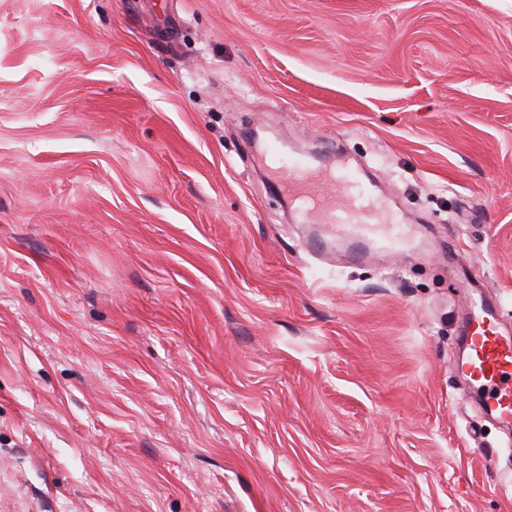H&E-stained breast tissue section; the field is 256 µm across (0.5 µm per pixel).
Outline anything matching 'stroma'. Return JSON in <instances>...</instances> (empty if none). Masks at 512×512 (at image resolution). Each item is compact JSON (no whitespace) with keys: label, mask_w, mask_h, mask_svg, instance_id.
Returning a JSON list of instances; mask_svg holds the SVG:
<instances>
[{"label":"stroma","mask_w":512,"mask_h":512,"mask_svg":"<svg viewBox=\"0 0 512 512\" xmlns=\"http://www.w3.org/2000/svg\"><path fill=\"white\" fill-rule=\"evenodd\" d=\"M275 138L396 247L343 262ZM482 296L512 336V0H0V512H512ZM331 164L313 165L308 161L285 163L276 150L268 158L284 174L281 190L297 203L299 213L315 224H387V204L376 185L344 157ZM468 352L458 366L460 374L484 391L487 414L506 428L512 425V338L498 328L489 302L469 306Z\"/></svg>","instance_id":"obj_1"}]
</instances>
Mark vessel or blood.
Listing matches in <instances>:
<instances>
[{
	"label": "vessel or blood",
	"mask_w": 512,
	"mask_h": 512,
	"mask_svg": "<svg viewBox=\"0 0 512 512\" xmlns=\"http://www.w3.org/2000/svg\"><path fill=\"white\" fill-rule=\"evenodd\" d=\"M284 178L282 191L303 215L317 224L380 225L387 204L373 182L344 157L333 163H285L269 151ZM468 352L458 366L460 374L484 391L487 414L503 426L512 425V338L503 335L487 301L472 302L467 318Z\"/></svg>",
	"instance_id": "1"
}]
</instances>
